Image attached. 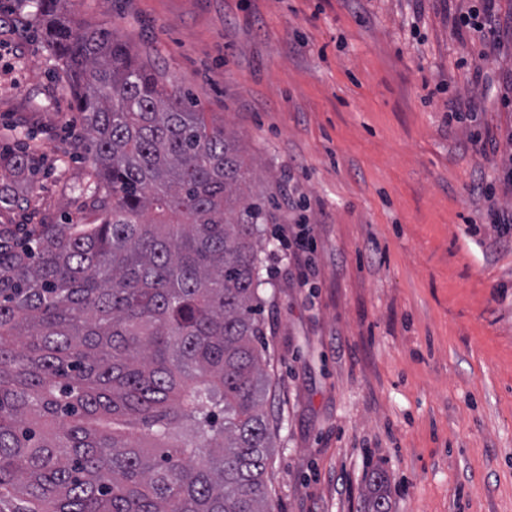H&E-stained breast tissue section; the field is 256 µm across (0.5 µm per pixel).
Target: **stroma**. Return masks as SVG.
I'll return each instance as SVG.
<instances>
[{"label":"stroma","mask_w":512,"mask_h":512,"mask_svg":"<svg viewBox=\"0 0 512 512\" xmlns=\"http://www.w3.org/2000/svg\"><path fill=\"white\" fill-rule=\"evenodd\" d=\"M472 0H68L130 41L235 136L270 218L265 409L279 512H364L373 471L391 512H512V0L497 48L454 16ZM34 7L0 0V170L27 213L73 224L103 185L66 71ZM473 104L448 119V102ZM312 227L314 273L282 228Z\"/></svg>","instance_id":"1"}]
</instances>
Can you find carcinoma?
Wrapping results in <instances>:
<instances>
[{
    "instance_id": "obj_1",
    "label": "carcinoma",
    "mask_w": 512,
    "mask_h": 512,
    "mask_svg": "<svg viewBox=\"0 0 512 512\" xmlns=\"http://www.w3.org/2000/svg\"><path fill=\"white\" fill-rule=\"evenodd\" d=\"M33 4L108 192L82 224L0 225V512H276L240 149L127 42ZM366 512H391L379 471Z\"/></svg>"
}]
</instances>
